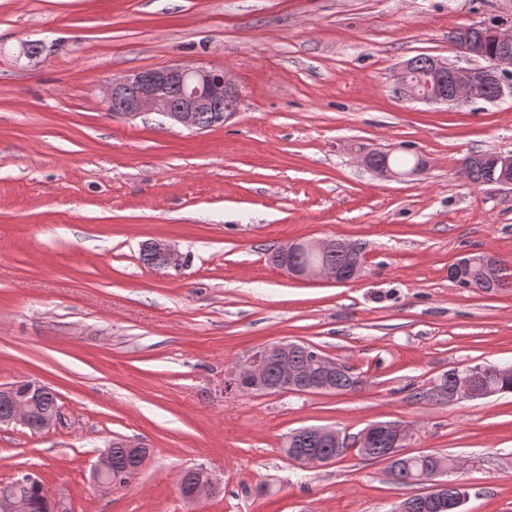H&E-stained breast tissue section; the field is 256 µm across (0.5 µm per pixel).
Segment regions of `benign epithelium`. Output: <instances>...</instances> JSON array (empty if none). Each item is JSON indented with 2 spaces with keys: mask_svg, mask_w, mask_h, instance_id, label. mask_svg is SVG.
Returning a JSON list of instances; mask_svg holds the SVG:
<instances>
[{
  "mask_svg": "<svg viewBox=\"0 0 512 512\" xmlns=\"http://www.w3.org/2000/svg\"><path fill=\"white\" fill-rule=\"evenodd\" d=\"M454 49L477 64L470 67H457L447 61L435 58L430 63L428 89L411 79L414 65L408 61L398 73V92L401 96L426 103L457 104L463 101L502 99L506 93H512V16H492L472 26L455 30L451 36ZM494 52H488V46ZM106 101L115 112L112 116L133 118L143 112H158L166 116L173 124L196 130L200 125V113H213V122L222 124L238 111L240 95L231 73L223 68L171 64L148 70H137L122 78L114 79L104 88ZM378 152H369L364 164L381 177L402 179L418 175L424 171V164H418L413 170L401 173L388 163L378 161ZM480 161L498 172L496 184L512 185V154H488ZM340 250L348 255L359 252L353 243L335 238L300 240L287 243L276 252L278 267L287 275L300 280L323 279L336 284H345L358 280L364 269V263L357 261L345 269L325 264L309 263L297 265L290 257L300 251L323 254L331 250ZM145 251L155 254L163 261L164 267L180 269L186 263V255L166 240H152L145 244ZM299 348L296 343L282 342L276 345H264L254 348L237 361L233 370L225 378V387L237 389L249 386L255 393L271 394L283 391H326L330 389V376L337 371H345L348 365L342 361L325 358L327 376L307 380L297 375L290 366L288 354ZM279 367L282 383L277 388L265 384V375L271 365ZM484 367H467L458 373L456 384L448 389L442 382L432 387V393L450 402L461 399H475L490 396L482 385ZM45 389V385L32 380H22L0 387V398L13 403V409L7 418H0V425L32 426L34 420L48 429L62 419V411L54 410L36 417L30 404ZM387 435L399 447L407 438V428L400 423L372 424L361 431L354 446L367 447L375 439ZM289 460L302 465L320 467L332 462V458L311 457L303 453L292 452ZM192 480L179 486L183 499L190 504H200L211 498L218 490V483L204 468L190 469ZM447 469L441 463L432 466L418 480L420 484H429L418 502L421 508L433 501L448 500V510L457 512L464 504L467 492L463 484L442 479ZM92 481L100 489L120 484L112 481V448L104 449L94 465ZM27 504L11 491V486H0V512H26Z\"/></svg>",
  "mask_w": 512,
  "mask_h": 512,
  "instance_id": "1",
  "label": "benign epithelium"
}]
</instances>
